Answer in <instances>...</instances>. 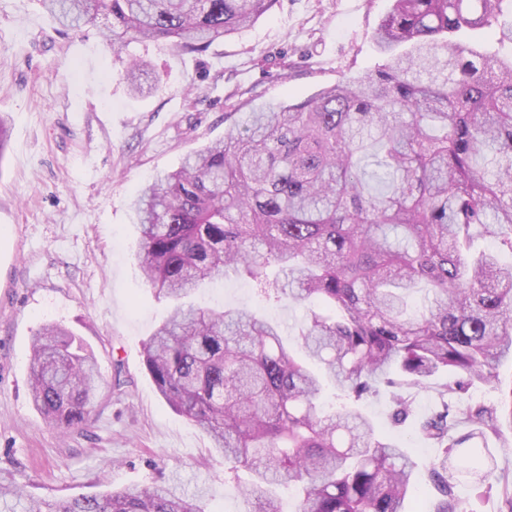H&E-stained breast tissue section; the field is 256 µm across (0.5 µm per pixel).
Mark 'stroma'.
<instances>
[{
	"instance_id": "1",
	"label": "stroma",
	"mask_w": 512,
	"mask_h": 512,
	"mask_svg": "<svg viewBox=\"0 0 512 512\" xmlns=\"http://www.w3.org/2000/svg\"><path fill=\"white\" fill-rule=\"evenodd\" d=\"M392 0H276L253 25L202 53L171 42H127L114 51L103 20L60 27L41 0H0V115L9 137L0 160V475L34 499L58 503L125 485L178 484L209 508L246 512L239 485L207 435L174 412L144 368L143 345L170 300L142 278L130 201L136 188L223 138L240 106L301 101L383 59L374 32ZM145 61L150 92L123 77ZM195 306L247 307L294 340L304 310L261 301L226 276L199 289ZM57 322L94 354L100 388L82 429L49 426L32 404L30 341ZM367 410L393 425L387 392Z\"/></svg>"
}]
</instances>
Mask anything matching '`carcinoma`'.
I'll list each match as a JSON object with an SVG mask.
<instances>
[{"label":"carcinoma","mask_w":512,"mask_h":512,"mask_svg":"<svg viewBox=\"0 0 512 512\" xmlns=\"http://www.w3.org/2000/svg\"><path fill=\"white\" fill-rule=\"evenodd\" d=\"M276 0H44L62 26L98 17L120 49L168 39L204 52L265 15ZM505 0H393L375 32L386 61L303 101L254 109L224 138L141 186L137 261L175 299L228 273L265 302L310 306L302 354L247 307H173L143 346L159 394L208 435L230 470L244 468L249 512H282L275 487L296 489L297 512H406L412 457L358 409L390 388L399 423L411 391L433 388L420 419L436 449L426 467L430 512H470L455 495L497 490L512 512V478L496 447L512 434V61L472 60L448 34L492 28L512 44ZM144 64L124 77L137 93ZM495 251H476L479 237ZM425 290L422 308L409 296ZM30 388L50 426L86 423L99 372L60 325L31 344ZM490 384L494 404L458 393ZM340 409L327 410L325 386ZM0 512H211L163 486L128 487L54 506L0 483Z\"/></svg>","instance_id":"obj_1"}]
</instances>
